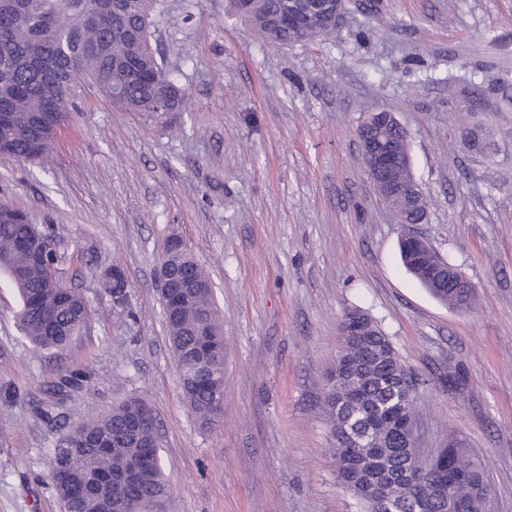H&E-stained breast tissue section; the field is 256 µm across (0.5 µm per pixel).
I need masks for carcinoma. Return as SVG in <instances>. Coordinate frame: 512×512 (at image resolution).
<instances>
[{
	"mask_svg": "<svg viewBox=\"0 0 512 512\" xmlns=\"http://www.w3.org/2000/svg\"><path fill=\"white\" fill-rule=\"evenodd\" d=\"M289 0H226L227 10L250 25L273 45L308 43L329 34L326 25L307 33L282 22ZM162 0H0V143L4 154L24 162L43 159L55 139L54 125L42 123L53 100L61 103L55 125L64 124L77 90L86 84L125 112H178L185 93L158 60L151 44L152 28ZM31 226L21 219L0 221V263L10 268L21 309L22 333L37 350L57 349L70 339L69 326L87 309L85 297L73 288H46L47 264L59 274L62 256L56 249L39 261L18 243ZM406 270L427 288L426 266L431 257L413 244L400 242ZM171 264L193 274L199 287L189 299L173 305L166 318L167 333L180 370L183 395L200 422L216 424L215 393H224V329L212 282L192 254L185 250L169 257ZM428 292L443 304L469 308L473 293L441 281ZM360 320L361 343L350 357L352 384L360 398L347 400V385L330 372L325 404L333 421V435L383 419L398 408L414 415V405L398 387L406 369L388 336L366 314ZM86 375L65 366L55 370L49 386L58 390L78 384ZM147 402L132 397L100 418L62 435L53 449L52 481L63 512H119L126 498L134 512H161L172 501L158 449L154 448L155 417L141 415ZM385 445L387 495L408 505L418 497L435 500L433 512H445L436 502L432 477L448 468V489L455 512H493V495L484 465L472 458L459 438L448 441L445 461L413 460L404 441ZM339 480L350 482L349 492L367 512L382 510L380 495L365 477L350 478L348 449H332Z\"/></svg>",
	"mask_w": 512,
	"mask_h": 512,
	"instance_id": "cac0c4a2",
	"label": "carcinoma"
}]
</instances>
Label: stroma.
Wrapping results in <instances>:
<instances>
[{
	"instance_id": "obj_1",
	"label": "stroma",
	"mask_w": 512,
	"mask_h": 512,
	"mask_svg": "<svg viewBox=\"0 0 512 512\" xmlns=\"http://www.w3.org/2000/svg\"><path fill=\"white\" fill-rule=\"evenodd\" d=\"M154 40L181 111L124 112L85 89L48 158L0 155V206L49 229L61 279L89 313L60 349L21 333L0 275V512H63L53 448L137 394L150 403L173 512H363L337 481L325 377L346 312L367 313L415 381L425 452L465 440L496 512H512V108L474 98L512 84V0H348L333 34L273 46L224 0H166ZM396 113L424 220L397 223L363 164L358 129ZM490 148L470 151L468 131ZM426 239L474 288L444 305L401 265ZM180 235L224 321V408L202 426L181 395L158 286ZM120 267L129 307L103 276ZM86 373L52 392L57 366Z\"/></svg>"
}]
</instances>
